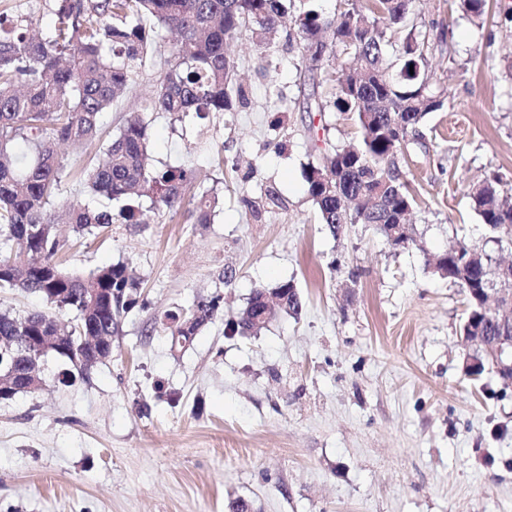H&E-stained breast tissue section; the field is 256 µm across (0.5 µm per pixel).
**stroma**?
<instances>
[{"label": "stroma", "mask_w": 512, "mask_h": 512, "mask_svg": "<svg viewBox=\"0 0 512 512\" xmlns=\"http://www.w3.org/2000/svg\"><path fill=\"white\" fill-rule=\"evenodd\" d=\"M459 2L413 4L445 35L429 69L447 100L405 168L418 192L408 248L321 224L304 173L358 127L308 111L287 29L265 48L231 41L235 111L144 113L154 167L195 168L189 196L213 188L223 204L208 224L160 209L95 238L62 227L69 271L128 263L140 303L88 379L0 404V512H229L238 497L256 512H512V390L465 375L464 292L423 259L461 238L512 257L467 198L486 177L512 184V0H488L480 27ZM290 279L299 317L225 336L254 288ZM214 294L223 315L171 350L163 313Z\"/></svg>", "instance_id": "35a3bbf8"}]
</instances>
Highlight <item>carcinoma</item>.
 Masks as SVG:
<instances>
[{"mask_svg": "<svg viewBox=\"0 0 512 512\" xmlns=\"http://www.w3.org/2000/svg\"><path fill=\"white\" fill-rule=\"evenodd\" d=\"M295 0H57L49 28L22 14L0 13V290L40 296L51 311L25 315L0 311V336H70L60 354L66 379L83 377L77 360L86 354L84 336L112 339L138 303L141 284L126 263L110 264L88 275L69 272L57 256L62 248L56 225L68 224L79 236H95L115 222L143 224L157 206L175 217L194 182L191 167L154 170L151 133L143 119L127 121L101 146L96 162L82 170L88 192L107 203L72 199L60 211L65 165L57 146H82L98 138L100 116L132 94L137 70L155 52L150 33L176 35L159 82L143 112H167L184 121L211 112H232L243 90L228 40L250 32L258 45L282 25ZM414 0H337L330 16L314 5L295 16L305 68L316 75L319 112L348 115L358 125L352 145H335L305 173L307 194L333 235L345 224H367L386 235L388 224H408L417 194L404 178L400 156L426 149L423 124L444 106L445 92L430 89V33L412 18ZM469 16L483 23L487 0H461ZM397 46L393 61L388 48ZM344 59L341 75L330 69ZM502 180L471 186L469 197L489 236L512 225V204L502 198ZM218 195L203 194L196 223L208 224ZM448 280L463 290L483 288L502 274L464 240L448 249ZM276 298V315L298 317L302 299L291 280L253 291L249 307L226 324L224 334L250 336L263 326L256 309ZM223 311L219 294L201 297L187 310H169L163 323L171 347L182 349L181 325L212 322ZM73 314L63 321L58 313ZM480 329L486 343L512 336V322L484 314L469 303L461 326L466 335ZM31 361L16 364L12 392L0 403L26 393Z\"/></svg>", "mask_w": 512, "mask_h": 512, "instance_id": "cac0c4a2", "label": "carcinoma"}]
</instances>
